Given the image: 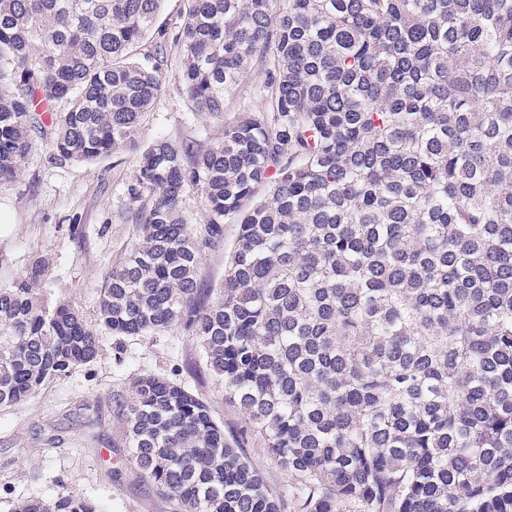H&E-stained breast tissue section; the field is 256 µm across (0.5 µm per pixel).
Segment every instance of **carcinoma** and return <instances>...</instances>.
Instances as JSON below:
<instances>
[{"label":"carcinoma","mask_w":512,"mask_h":512,"mask_svg":"<svg viewBox=\"0 0 512 512\" xmlns=\"http://www.w3.org/2000/svg\"><path fill=\"white\" fill-rule=\"evenodd\" d=\"M0 0V184L135 144L167 46L198 112L265 71L202 151L160 137L126 183L138 241L97 321L179 328L244 416L168 377L131 384L127 462L171 512H512V0ZM153 38L146 68L133 48ZM196 194L202 221L186 198ZM238 236L218 295L202 254ZM49 261L0 287V406L91 363ZM259 440L287 483L272 486ZM12 512H102L72 489ZM183 9V0H165L156 26H165L170 33L177 31L184 17ZM251 461L255 467L261 470L270 485H281L286 483V476L268 458L263 448L255 441L248 449Z\"/></svg>","instance_id":"carcinoma-1"}]
</instances>
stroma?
I'll return each instance as SVG.
<instances>
[{"label": "stroma", "instance_id": "stroma-1", "mask_svg": "<svg viewBox=\"0 0 512 512\" xmlns=\"http://www.w3.org/2000/svg\"><path fill=\"white\" fill-rule=\"evenodd\" d=\"M181 59L167 52L164 88L141 121L137 143L94 162L57 163L40 136L12 181L0 184V287L39 255L51 260L45 294L75 304L97 319L99 290L112 266L137 240L126 219L125 184L143 151L158 137L208 149L224 138L221 117L194 111L176 75ZM101 350L93 362L44 385L27 402L0 406V512L30 498L49 499L73 488L103 512H170L148 484L135 480L126 460L125 418L117 407L133 380L163 374L207 399L225 429L243 416L225 404L224 391L205 373L189 375L197 359L193 337L172 329L116 340L99 327Z\"/></svg>", "mask_w": 512, "mask_h": 512}]
</instances>
